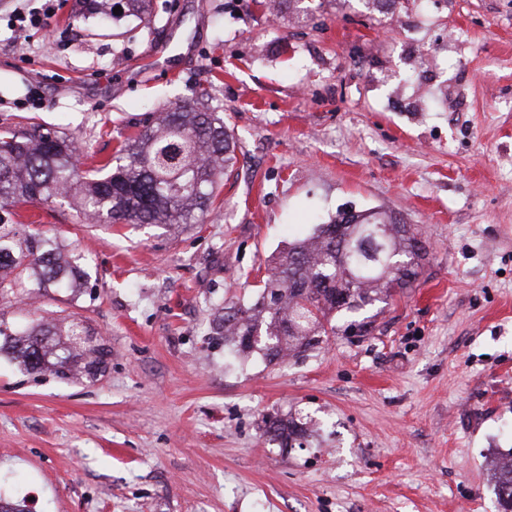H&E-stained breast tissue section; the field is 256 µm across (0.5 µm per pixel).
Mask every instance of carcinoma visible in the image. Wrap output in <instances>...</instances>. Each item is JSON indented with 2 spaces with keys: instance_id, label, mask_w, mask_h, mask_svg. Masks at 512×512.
I'll list each match as a JSON object with an SVG mask.
<instances>
[{
  "instance_id": "carcinoma-1",
  "label": "carcinoma",
  "mask_w": 512,
  "mask_h": 512,
  "mask_svg": "<svg viewBox=\"0 0 512 512\" xmlns=\"http://www.w3.org/2000/svg\"><path fill=\"white\" fill-rule=\"evenodd\" d=\"M75 153L73 140L48 128L1 129L0 211L70 199L95 221L184 228L207 217L218 182L235 160L224 121L181 101L126 138L97 168L82 169ZM418 235L392 214L340 210L272 258L257 298L225 304L214 331L233 353H258L270 364L308 356L339 333L363 336L371 327L364 312L388 303L418 277L426 255ZM89 280L82 255L0 216L1 299L49 288L77 296ZM85 335L74 321L41 319L18 329L0 320V353L27 372L91 381L109 351ZM264 423L283 448H301L313 437L308 421L290 412ZM497 493L504 512H512V470L498 471Z\"/></svg>"
}]
</instances>
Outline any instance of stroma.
Instances as JSON below:
<instances>
[{
    "label": "stroma",
    "mask_w": 512,
    "mask_h": 512,
    "mask_svg": "<svg viewBox=\"0 0 512 512\" xmlns=\"http://www.w3.org/2000/svg\"><path fill=\"white\" fill-rule=\"evenodd\" d=\"M58 0L17 34L0 0V126L39 124L84 166L171 103L232 132L217 211L174 233L15 208L88 259L84 295L0 299L11 325L81 321L110 351L87 382L0 355V501L28 512H498L512 448V0H150L101 18ZM160 65L144 63L160 43ZM424 56L416 65V56ZM414 225L428 255L368 336L227 366L212 331L264 262L337 210ZM299 412L284 449L263 419Z\"/></svg>",
    "instance_id": "stroma-1"
}]
</instances>
